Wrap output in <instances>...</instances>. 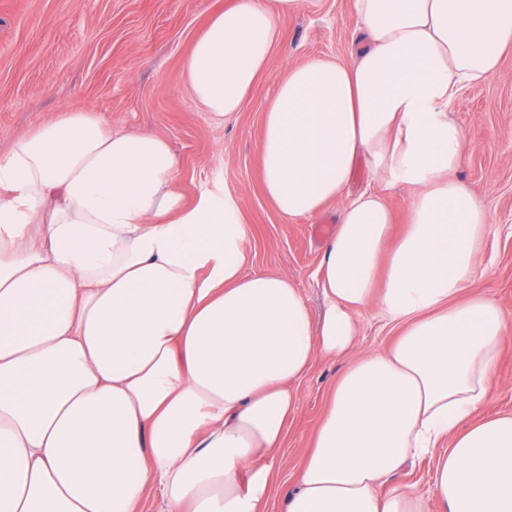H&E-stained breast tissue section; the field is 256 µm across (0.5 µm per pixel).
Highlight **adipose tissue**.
<instances>
[{"label": "adipose tissue", "instance_id": "ef3b65f1", "mask_svg": "<svg viewBox=\"0 0 512 512\" xmlns=\"http://www.w3.org/2000/svg\"><path fill=\"white\" fill-rule=\"evenodd\" d=\"M305 2L227 0L210 19L184 72L213 121ZM354 9V59L289 68L262 125L279 214L337 206L319 320L288 275L251 270L223 181L185 200L164 135L74 107L0 156V512H141L151 487L166 512H267L295 381L348 352L285 512H427L389 482L424 457L441 512H512V414L476 417L512 312L468 290L490 210L455 176L452 111L512 49V0ZM392 186L411 192L400 230ZM367 311L399 329L385 352L355 348Z\"/></svg>", "mask_w": 512, "mask_h": 512}]
</instances>
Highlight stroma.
I'll use <instances>...</instances> for the list:
<instances>
[{
	"label": "stroma",
	"instance_id": "35a3bbf8",
	"mask_svg": "<svg viewBox=\"0 0 512 512\" xmlns=\"http://www.w3.org/2000/svg\"><path fill=\"white\" fill-rule=\"evenodd\" d=\"M225 0H0V155L15 139L58 112L79 106L116 128L163 133L179 160L178 178L194 198L213 178L238 200L250 226L251 270L285 274L301 288L311 314H319L316 271L323 236L337 209L284 220L260 179L264 112L289 66L316 56L347 62L354 45V0H312L281 21L280 45L241 112L210 120L195 101L184 62L209 18ZM464 126L459 179L490 206L481 255L484 276L474 291L512 311V51L497 73L465 88L454 106ZM347 358L315 360L300 379V408L288 423L270 487L269 512H282L287 492L324 414L328 395ZM512 413V334L479 418ZM429 458L408 461L395 482L410 486L438 512Z\"/></svg>",
	"mask_w": 512,
	"mask_h": 512
}]
</instances>
